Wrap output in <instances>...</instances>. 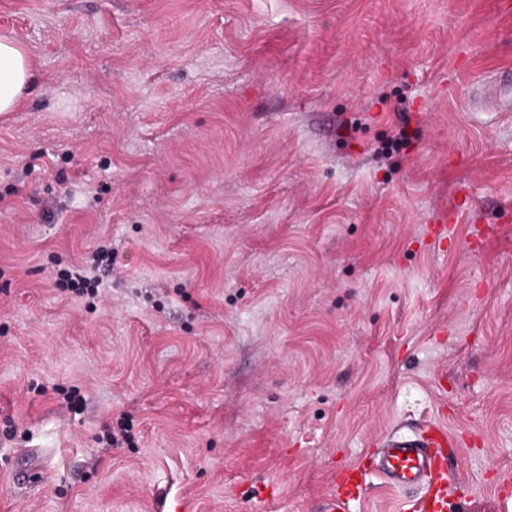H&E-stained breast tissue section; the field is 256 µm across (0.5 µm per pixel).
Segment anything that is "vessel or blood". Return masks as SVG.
Returning <instances> with one entry per match:
<instances>
[{"label":"vessel or blood","mask_w":512,"mask_h":512,"mask_svg":"<svg viewBox=\"0 0 512 512\" xmlns=\"http://www.w3.org/2000/svg\"><path fill=\"white\" fill-rule=\"evenodd\" d=\"M455 452L447 429L435 421L425 422L413 437L388 435L369 465L345 472L342 490L326 496L320 512H346L348 501L366 490L371 474L392 489H421L420 497L406 502L407 512H448L454 495L448 483V458Z\"/></svg>","instance_id":"1"}]
</instances>
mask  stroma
I'll return each instance as SVG.
<instances>
[{
    "label": "stroma",
    "instance_id": "stroma-1",
    "mask_svg": "<svg viewBox=\"0 0 512 512\" xmlns=\"http://www.w3.org/2000/svg\"><path fill=\"white\" fill-rule=\"evenodd\" d=\"M0 36L36 73L0 115V512H318L439 416L463 512H512V114L475 104L512 19L0 0Z\"/></svg>",
    "mask_w": 512,
    "mask_h": 512
}]
</instances>
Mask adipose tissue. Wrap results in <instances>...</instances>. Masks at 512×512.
<instances>
[{
  "label": "adipose tissue",
  "mask_w": 512,
  "mask_h": 512,
  "mask_svg": "<svg viewBox=\"0 0 512 512\" xmlns=\"http://www.w3.org/2000/svg\"><path fill=\"white\" fill-rule=\"evenodd\" d=\"M34 83V65L17 41L0 36V113L15 111Z\"/></svg>",
  "instance_id": "obj_1"
}]
</instances>
